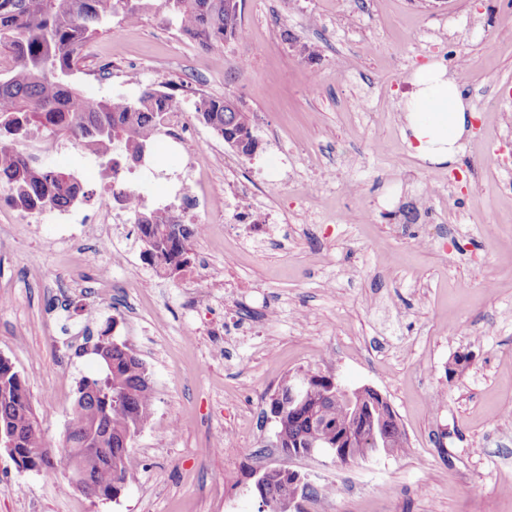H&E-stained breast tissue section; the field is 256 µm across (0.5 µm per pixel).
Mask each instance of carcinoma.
Segmentation results:
<instances>
[{
	"label": "carcinoma",
	"instance_id": "carcinoma-1",
	"mask_svg": "<svg viewBox=\"0 0 512 512\" xmlns=\"http://www.w3.org/2000/svg\"><path fill=\"white\" fill-rule=\"evenodd\" d=\"M237 0H0V47L12 53L13 65L0 78V184L11 202L25 210H62L85 196L78 178L63 169L18 156L14 140L42 128L72 137L86 152L107 161L113 176L121 163L142 155L155 140L156 124L173 97L158 86L141 88L137 99L124 96L96 99L69 80L86 42L100 31L112 30V18L141 20L163 14L179 33L205 51L223 48L241 38L244 28ZM196 117L217 135L231 125L245 136L253 134L248 113L232 110L224 99L200 96ZM143 256L156 269L177 274L191 267L190 241L196 236L188 224L173 223L165 210L151 211L139 225ZM100 371L83 377L80 386L92 388L80 418L85 427L69 429L63 448L44 446L25 381L12 364L0 359V434L15 438L14 448L31 459L33 468L47 475L78 465L104 494L117 498L135 483L127 465L134 437L152 417L154 391L145 363L125 344L112 343L106 334L93 344ZM335 377L321 371L310 375L304 406L291 405L290 390L297 379H283L269 399L283 447L330 450L336 428L354 424L351 408L336 399ZM317 414L311 421L310 414ZM353 454L397 455L401 438L391 436L377 446L366 431L356 434ZM265 496L258 512H280L288 492V468H269L260 474Z\"/></svg>",
	"mask_w": 512,
	"mask_h": 512
}]
</instances>
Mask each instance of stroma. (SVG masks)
<instances>
[{
	"label": "stroma",
	"instance_id": "stroma-1",
	"mask_svg": "<svg viewBox=\"0 0 512 512\" xmlns=\"http://www.w3.org/2000/svg\"><path fill=\"white\" fill-rule=\"evenodd\" d=\"M242 24L248 40L216 54L157 15L116 23L73 76L97 99L165 82L185 110L203 93L249 113L254 156L199 121L185 148L201 157L198 217L213 226L193 253L221 282L194 265L142 295L137 225L113 227L102 248L95 225L75 224L63 244L55 211L22 222L0 188V357L25 381L43 439L61 448L76 385L98 372L81 337L110 332L155 390L128 456L137 481L118 498L20 469L0 447V512H257L255 472L283 465L331 487L309 512H512V0H243ZM460 59L470 132L453 161H422L399 104L419 68L452 72ZM33 137L63 148L43 164L81 181L73 211L110 199L103 161L65 134ZM280 156L287 166L268 171ZM233 180L258 186L240 200L257 206L254 225L230 222ZM93 248L82 279L50 278ZM103 264L112 294L92 304ZM459 355L466 368L449 374ZM307 370L385 397L404 451L345 466L326 452L285 457L264 413L281 380Z\"/></svg>",
	"mask_w": 512,
	"mask_h": 512
}]
</instances>
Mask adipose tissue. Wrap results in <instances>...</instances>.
Segmentation results:
<instances>
[{
  "mask_svg": "<svg viewBox=\"0 0 512 512\" xmlns=\"http://www.w3.org/2000/svg\"><path fill=\"white\" fill-rule=\"evenodd\" d=\"M415 90L404 102V134L415 155L431 163L453 160L469 121V106L461 86L444 69L421 67Z\"/></svg>",
  "mask_w": 512,
  "mask_h": 512,
  "instance_id": "obj_1",
  "label": "adipose tissue"
}]
</instances>
